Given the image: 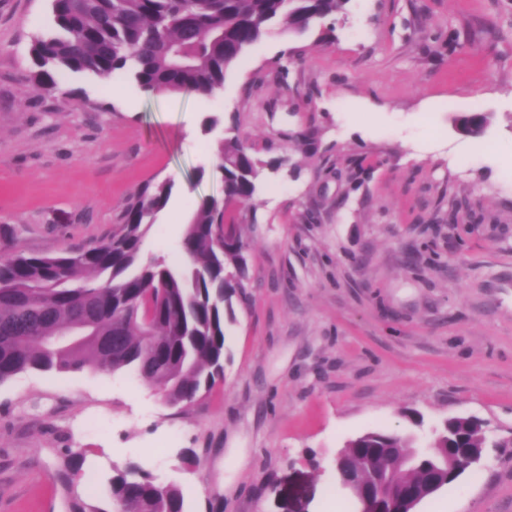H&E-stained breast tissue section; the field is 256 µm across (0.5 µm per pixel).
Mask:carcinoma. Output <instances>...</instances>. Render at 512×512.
I'll list each match as a JSON object with an SVG mask.
<instances>
[{
	"label": "carcinoma",
	"instance_id": "cac0c4a2",
	"mask_svg": "<svg viewBox=\"0 0 512 512\" xmlns=\"http://www.w3.org/2000/svg\"><path fill=\"white\" fill-rule=\"evenodd\" d=\"M349 0H51L56 32L36 38L27 88L52 92L62 71L110 76L123 72L146 94L211 97L245 51L282 20L305 34ZM224 197H203L181 240L184 261L142 258L144 240L172 196L174 183H147L111 237L53 255L0 257V384L28 371H134L170 390L174 404L193 402L223 374L225 322L245 298L246 243L229 208L249 205L265 164L237 138L217 145ZM149 324L160 341L142 338ZM65 327L88 336L75 347L48 348L43 337ZM482 428L454 418L433 453L406 464L413 444L397 432L349 440L344 457L354 476L394 472L408 489L447 479L448 449L484 448ZM88 450L71 452L60 482L73 486ZM185 512L176 486H160L132 466L110 482L108 504L73 494L69 512Z\"/></svg>",
	"mask_w": 512,
	"mask_h": 512
}]
</instances>
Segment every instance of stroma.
<instances>
[{
	"label": "stroma",
	"instance_id": "35a3bbf8",
	"mask_svg": "<svg viewBox=\"0 0 512 512\" xmlns=\"http://www.w3.org/2000/svg\"><path fill=\"white\" fill-rule=\"evenodd\" d=\"M53 30L51 0H0V225L15 229L1 247L108 238L139 187L170 180L143 253L174 263L197 201L224 195L216 139L272 168L236 215L248 300L225 326L223 378L178 406L129 370L1 384L0 512H67L70 448L89 451L75 487L96 502L136 464L177 484L186 512H352L336 453L416 433L411 411L428 427L476 417L490 441L419 512H512L498 445L512 438V0H349L302 36L280 22L215 98L82 74L25 91ZM471 112L489 117L477 136L454 128Z\"/></svg>",
	"mask_w": 512,
	"mask_h": 512
}]
</instances>
